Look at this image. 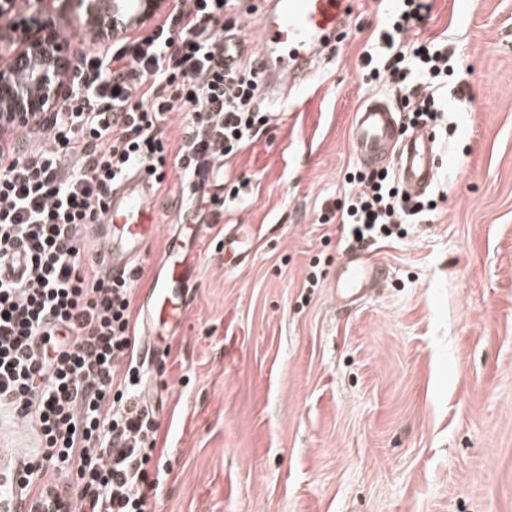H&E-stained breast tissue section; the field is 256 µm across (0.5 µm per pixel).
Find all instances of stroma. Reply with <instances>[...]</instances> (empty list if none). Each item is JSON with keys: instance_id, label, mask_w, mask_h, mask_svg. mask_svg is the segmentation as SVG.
I'll list each match as a JSON object with an SVG mask.
<instances>
[{"instance_id": "35a3bbf8", "label": "stroma", "mask_w": 512, "mask_h": 512, "mask_svg": "<svg viewBox=\"0 0 512 512\" xmlns=\"http://www.w3.org/2000/svg\"><path fill=\"white\" fill-rule=\"evenodd\" d=\"M18 9L78 58L103 48L79 0ZM389 10L360 0L304 95L261 98L268 131L211 175L241 197L195 209L185 322L145 371L168 470L149 512H512V0H434L424 36L469 70L435 129L437 214L361 245L385 278L344 307L350 246L319 207L350 190L354 113L384 94L362 57ZM181 221L163 213L136 306ZM236 224L246 260L222 245Z\"/></svg>"}]
</instances>
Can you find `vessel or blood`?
<instances>
[{"instance_id": "vessel-or-blood-1", "label": "vessel or blood", "mask_w": 512, "mask_h": 512, "mask_svg": "<svg viewBox=\"0 0 512 512\" xmlns=\"http://www.w3.org/2000/svg\"><path fill=\"white\" fill-rule=\"evenodd\" d=\"M353 3L354 0H268V7L254 28L253 69L263 95L270 97L309 86L316 62L331 54L337 42L348 36ZM352 147L365 165L391 163L399 179L414 191L426 190L437 177L430 130L417 129L409 136H400L394 110L380 98H367L358 109ZM155 197L151 180L142 172L127 175L113 188L106 202L105 221L95 227L110 272L118 274L133 267L158 234L162 221L154 205ZM195 230V225L186 224L170 238L159 274L148 293L145 331L139 345V357L147 364H154L161 353L160 329L175 333L183 321L192 266L185 251ZM251 238L250 225H236L233 233L225 237L224 249L239 255L247 253ZM381 275L379 266L364 261L361 255L348 254L336 295L341 301H354Z\"/></svg>"}]
</instances>
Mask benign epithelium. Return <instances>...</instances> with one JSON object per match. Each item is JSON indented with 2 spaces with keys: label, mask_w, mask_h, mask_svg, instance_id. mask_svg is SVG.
I'll return each instance as SVG.
<instances>
[{
  "label": "benign epithelium",
  "mask_w": 512,
  "mask_h": 512,
  "mask_svg": "<svg viewBox=\"0 0 512 512\" xmlns=\"http://www.w3.org/2000/svg\"><path fill=\"white\" fill-rule=\"evenodd\" d=\"M128 2L111 0L103 14L99 0H85L89 36L102 40L118 25L124 32L134 30L160 10L163 0H137L134 13ZM77 71L56 30L42 26L26 36L12 61L0 66V130L62 111Z\"/></svg>",
  "instance_id": "1"
}]
</instances>
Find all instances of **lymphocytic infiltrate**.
<instances>
[{"instance_id":"lymphocytic-infiltrate-1","label":"lymphocytic infiltrate","mask_w":512,"mask_h":512,"mask_svg":"<svg viewBox=\"0 0 512 512\" xmlns=\"http://www.w3.org/2000/svg\"><path fill=\"white\" fill-rule=\"evenodd\" d=\"M246 0H175L150 34L90 57L52 122L22 125L27 151L0 147V409L31 427L35 453L0 465V501L15 512H147L159 425L141 395L132 336L134 277L92 252V225L130 172L161 187L177 170L189 205L210 196L199 164L226 162L270 124L241 40ZM430 0H397L363 56L362 74L390 93L402 128L442 121L449 77L461 75L447 39L421 38ZM187 112L180 143L169 114ZM331 208L353 241L378 243L428 218L437 202L403 191L394 171L351 172ZM22 272L6 270L15 256Z\"/></svg>"}]
</instances>
